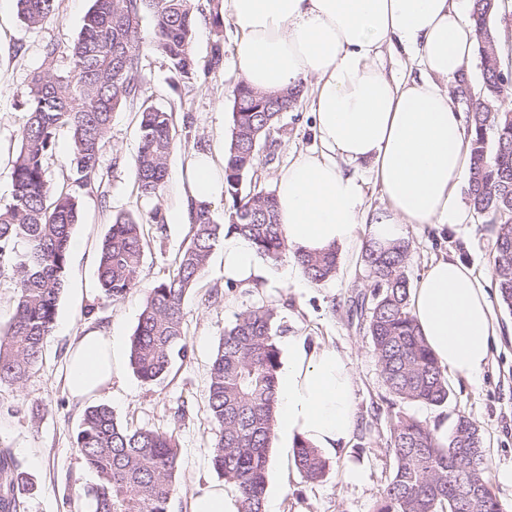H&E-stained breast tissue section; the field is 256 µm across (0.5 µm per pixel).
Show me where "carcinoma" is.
<instances>
[{
  "instance_id": "1",
  "label": "carcinoma",
  "mask_w": 512,
  "mask_h": 512,
  "mask_svg": "<svg viewBox=\"0 0 512 512\" xmlns=\"http://www.w3.org/2000/svg\"><path fill=\"white\" fill-rule=\"evenodd\" d=\"M57 0H17L21 21L30 29L55 14ZM500 0H472L475 27L497 15ZM153 22L150 46L175 75L198 76L192 50L195 17L192 0H92L84 24L67 48L70 69L53 70L60 53L44 46V68L32 74L21 92L26 120L13 161L11 201L0 206V276H10L17 296L7 327H0V385L21 386L42 359L55 329L57 306L65 288L73 229L80 220L79 198L58 190L49 175L56 135L71 133L73 183L93 190L100 156L108 143L113 113L138 98L144 41L139 19ZM482 92L490 98L501 86L492 69H482ZM301 89L258 91L240 81L233 92L232 130L224 155V223L211 205L191 203L189 242L175 267L147 289L130 340L134 373L148 386L163 384L175 351H184V302L206 272L224 231L248 239L256 255L271 263L288 253L275 192L243 193L261 147L268 143L280 113L293 107ZM269 111L260 112V106ZM172 114L153 106L139 111L136 178L141 197L157 199L169 178L175 147ZM465 146L470 156L467 195L478 214L499 220L493 270L502 304L512 310V123L487 122L476 107L469 114ZM147 240L143 220L130 214L112 219L98 252V285L105 299L118 301L138 286L137 273ZM409 243L367 245L371 302L367 330L391 405L420 402L440 406L448 400V380L411 316L405 273ZM297 264L312 284L336 273L337 251L299 254ZM275 310L252 306L224 328L212 360L208 409L215 441L210 462L235 488L238 512H264L269 449L277 414L279 350ZM85 465L97 476L88 491L94 512H168L175 491L179 444L172 432L131 428L118 423L104 404L86 408L76 436ZM395 466L374 512H502L493 495L478 426L458 417L448 443L436 439L428 424L401 411L394 414L389 437ZM295 465L308 482L324 477L328 463L305 440L294 448ZM23 481L7 449L0 450V512H19L15 489Z\"/></svg>"
}]
</instances>
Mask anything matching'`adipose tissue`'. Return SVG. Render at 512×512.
<instances>
[{"label": "adipose tissue", "mask_w": 512, "mask_h": 512, "mask_svg": "<svg viewBox=\"0 0 512 512\" xmlns=\"http://www.w3.org/2000/svg\"><path fill=\"white\" fill-rule=\"evenodd\" d=\"M471 0H224L239 37L233 52L254 89L278 92L316 83L320 151L299 155L275 188L290 251L349 247L357 236L383 245L413 224L457 226L466 217L458 193L469 155L466 128L450 94L463 75L477 32ZM401 51L412 74L395 77L385 51ZM368 165L386 205L365 206L355 174ZM224 276L272 287L239 234L224 239ZM410 312L442 370L482 375L499 335L483 277L459 259L431 262L410 291ZM121 344L112 329L79 336L70 350L67 386L78 400L111 384ZM354 378L333 347L288 342L279 371L277 430L339 449L356 424Z\"/></svg>", "instance_id": "obj_1"}]
</instances>
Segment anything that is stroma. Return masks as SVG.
Returning a JSON list of instances; mask_svg holds the SVG:
<instances>
[{
	"instance_id": "obj_1",
	"label": "stroma",
	"mask_w": 512,
	"mask_h": 512,
	"mask_svg": "<svg viewBox=\"0 0 512 512\" xmlns=\"http://www.w3.org/2000/svg\"><path fill=\"white\" fill-rule=\"evenodd\" d=\"M193 4L195 57L199 65H206L214 47H221L220 67L185 84L177 81L160 53L144 50L140 102L114 113L110 139L99 162L100 186L82 195L81 220L73 230L82 247L69 254L55 330L41 362L24 384L0 386V446L11 449L26 477L23 512H92L87 491L97 477L85 466L75 444L86 405L75 401L67 388L69 351L78 336L101 327L130 339L146 290L168 275L186 243L191 161L203 153L223 159L228 147L232 91L241 79L232 50L236 30L232 22L219 28L212 22L214 13L223 11L224 0H193ZM90 5V0H57L55 16L42 27L29 29L18 17L15 0H0L1 205L11 200V160L25 122L20 91L42 66L47 43L63 47L74 41ZM314 88V82H307L295 108L281 114L271 134L274 144L260 151L245 191L274 190L280 172L298 154L319 150ZM142 104L171 112L176 130L170 179L154 203L139 198L136 189V112ZM155 206L161 208L165 221L146 227L149 246L137 288L121 300H105L97 286V254L113 217L120 213L144 217ZM404 239L410 246L406 268L410 282H417L428 264L443 256L459 258L485 279L501 325L487 370L473 381L449 376V396L443 405L405 402L391 408L367 321L355 307L367 284L360 249L340 251L335 275L318 285L287 276L286 262L263 263L265 274L278 285L254 288L225 280L224 250L216 248L207 271L185 301L186 353L176 359L165 383L144 385L124 359L111 386L95 398L129 427L177 435L180 468L169 512H191L195 495L209 487H221L229 497L234 494L210 463L214 433L207 406L208 376L225 326L242 310L261 305L277 311L279 350H286L293 337L306 347L332 346L348 356L356 408L354 434L343 449L327 453L329 469L321 481L306 482L294 467L292 449L281 438H274L267 512H374L394 467L387 441L398 410L432 426L453 427L461 416L473 421L483 436L491 490L503 512H512V485L500 480L502 473L512 471V312L501 304L492 270L495 231L490 218L470 209L460 229L414 225L406 227ZM351 470L357 472V480H346Z\"/></svg>"
}]
</instances>
